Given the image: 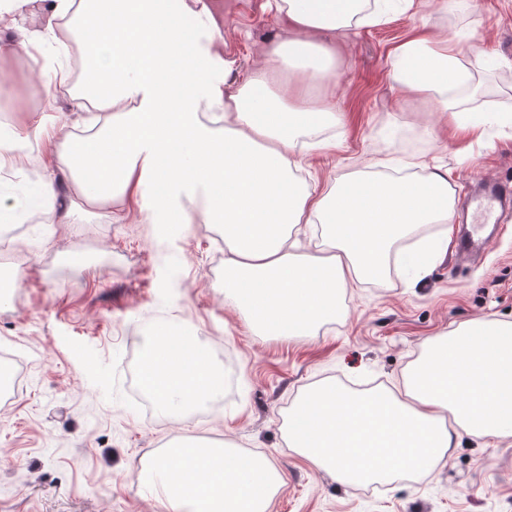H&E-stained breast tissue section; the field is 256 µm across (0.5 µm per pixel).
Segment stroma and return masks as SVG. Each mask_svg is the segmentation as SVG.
Returning a JSON list of instances; mask_svg holds the SVG:
<instances>
[{"label": "stroma", "mask_w": 512, "mask_h": 512, "mask_svg": "<svg viewBox=\"0 0 512 512\" xmlns=\"http://www.w3.org/2000/svg\"><path fill=\"white\" fill-rule=\"evenodd\" d=\"M224 33L233 77L262 64L288 25L269 0H207ZM418 36L445 38L473 81L457 109L435 104L393 78V52ZM340 61L328 83L338 123L336 147L300 156L302 176L325 191L350 178L353 163L413 157L448 173L452 205L444 224L420 225L419 237L440 252L417 283L396 257L385 275L350 285L339 321L303 339L259 336L225 298L224 238L214 224L168 227L138 211L113 221L106 205H89L81 223L65 214L76 196L56 177L54 217L30 204L40 185L31 158L0 174V197L17 203L19 229L7 248L21 276L0 304V350L16 353L21 384L0 404V512H165L137 478L170 441L186 434L228 441L243 455H265L283 485L270 512H512V445L464 439L427 474L377 488L345 484L288 447L281 426L294 400L323 381L364 390L401 386L422 342L459 323L512 321V210L483 254H451L458 225L469 223L467 185H512V0H428L419 12H397L380 25L322 36ZM496 62L486 69L482 58ZM45 92L24 55L0 62V118L38 111ZM473 111L492 113L482 135L457 126ZM189 328L210 347L224 392L208 415L183 411L163 419L132 393L140 339L157 324Z\"/></svg>", "instance_id": "1"}]
</instances>
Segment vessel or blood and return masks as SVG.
I'll return each mask as SVG.
<instances>
[{"label":"vessel or blood","mask_w":512,"mask_h":512,"mask_svg":"<svg viewBox=\"0 0 512 512\" xmlns=\"http://www.w3.org/2000/svg\"><path fill=\"white\" fill-rule=\"evenodd\" d=\"M510 196V186L500 183L483 185L481 194L474 200L475 223L460 225L454 233L455 249L459 255L466 256L483 249L492 234L499 232L504 217L500 202Z\"/></svg>","instance_id":"b4317fda"}]
</instances>
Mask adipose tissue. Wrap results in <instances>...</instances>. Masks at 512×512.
<instances>
[{
  "label": "adipose tissue",
  "instance_id": "1",
  "mask_svg": "<svg viewBox=\"0 0 512 512\" xmlns=\"http://www.w3.org/2000/svg\"><path fill=\"white\" fill-rule=\"evenodd\" d=\"M185 34L167 0H0V61L24 50L47 86L69 92L72 122L55 97L38 115L18 110L0 128V171L20 162L22 144L53 146L48 160L69 172L88 202L141 199L143 213L167 223L192 218L219 225L228 255L224 295L265 336H309L335 319L347 282L376 279L388 255L417 226L448 220V179L432 171L383 179L367 174L328 194L297 180L302 141L319 149L335 123L330 99L313 101L293 72L336 70L319 32L385 22L380 0H272L291 34L269 52L271 68L229 82L224 37L203 0ZM395 79L454 111L453 91L470 72L445 39H411L396 52ZM163 194L145 197L148 185ZM194 194L196 213L178 201ZM316 224L325 254L300 251L304 225ZM141 381L156 413L167 417L220 396L224 376L188 336L157 329L143 340ZM512 440V322L469 321L431 337L410 364L401 391L357 393L320 384L288 412L289 448L351 484L390 482L435 468L462 435ZM160 486L168 512H269L282 486L262 455L243 457L182 438L139 474Z\"/></svg>",
  "mask_w": 512,
  "mask_h": 512
}]
</instances>
